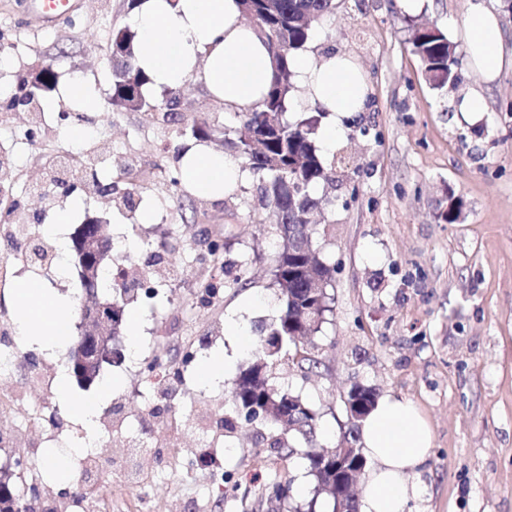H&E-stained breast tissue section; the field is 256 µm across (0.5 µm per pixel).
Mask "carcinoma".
<instances>
[{
    "label": "carcinoma",
    "instance_id": "carcinoma-1",
    "mask_svg": "<svg viewBox=\"0 0 512 512\" xmlns=\"http://www.w3.org/2000/svg\"><path fill=\"white\" fill-rule=\"evenodd\" d=\"M243 15L259 23L276 59V68L264 99L237 112L244 133L227 141L235 151V161L244 171L262 179L261 200L271 209L281 240L274 258L273 276L279 288L282 308L278 317L259 331L252 349V360L239 369L229 387L234 416L224 418V430H235L233 417L260 420L274 427L288 426V432L261 435L287 460L295 455L305 461L307 474L315 482L314 494L306 509L316 512L319 500L332 504V512H358L357 497L349 493L336 499L337 473L322 466L325 449L318 441L317 413L298 394L278 387L272 369L281 354L295 350L302 359L313 361L309 348L329 311L328 288L332 269L317 254L314 243L313 214L321 202L311 189L332 181V169L325 164L317 145L323 113L288 116V103L294 90L291 61L311 40L312 31L335 9L334 0H240ZM134 34L119 28L112 34L111 104L119 111L145 112L166 123L170 113L162 104L147 97L143 86L147 77L136 67ZM411 52L422 64L426 82L434 89H454L467 52L451 41L437 26L410 29ZM45 86L35 103L42 104L54 91L56 74L52 66L43 67L37 78ZM99 289L112 292V335L121 336L123 308L133 298L131 289L105 283L99 276ZM0 479V512H13L23 505L22 496L10 485L11 474Z\"/></svg>",
    "mask_w": 512,
    "mask_h": 512
}]
</instances>
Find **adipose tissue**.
I'll list each match as a JSON object with an SVG mask.
<instances>
[{
	"label": "adipose tissue",
	"instance_id": "adipose-tissue-1",
	"mask_svg": "<svg viewBox=\"0 0 512 512\" xmlns=\"http://www.w3.org/2000/svg\"><path fill=\"white\" fill-rule=\"evenodd\" d=\"M135 64L147 76V91L182 87L202 75L209 94L225 108L260 102L275 60L264 38L242 16L238 0H138L134 10ZM473 69L484 81L512 65L496 14L471 5L462 32ZM308 103L323 111L321 146L331 151L342 133L339 115L360 111L367 86L358 68L340 52L298 54L291 63ZM181 173L193 196L220 200L225 187H237L244 174L229 156L207 143L189 144ZM11 298L16 333L27 348L48 352L68 333L69 305L39 280L19 278ZM360 443L375 467L367 476L360 512H406L423 489L415 476L425 465L432 433L428 421L408 400L385 397L363 419Z\"/></svg>",
	"mask_w": 512,
	"mask_h": 512
}]
</instances>
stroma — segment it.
Listing matches in <instances>:
<instances>
[{
	"instance_id": "obj_1",
	"label": "stroma",
	"mask_w": 512,
	"mask_h": 512,
	"mask_svg": "<svg viewBox=\"0 0 512 512\" xmlns=\"http://www.w3.org/2000/svg\"><path fill=\"white\" fill-rule=\"evenodd\" d=\"M473 2L423 0L410 13L401 0H336L312 36L318 50L353 58L368 94L364 110L343 119L334 185L315 191L324 200L315 226L318 255L335 269L331 311L314 336L318 364L281 359L274 381L317 413L320 442L329 448L348 427L345 399L354 385L413 402L431 426L432 448L417 476L424 496L410 512H512V67L486 82L463 66L460 91H480L488 106L470 123L423 80L407 41L411 23L436 24L459 40ZM132 25L127 0H78L46 28L28 0H0V42L20 44L16 54L0 56V82L43 63L59 84L81 81L98 100L97 109L83 110L53 95L32 136L24 108L0 116V151L14 160L13 168L0 169V204L22 218L47 210L29 186L42 179L46 157L73 152L67 130L93 129L112 151L108 163L84 156L79 189L59 196L58 208L73 210L71 223L40 224L62 247L60 267L31 270V277L77 306L71 237L85 218L98 217L119 246L113 261L129 253L126 269L137 281L170 282L155 298L141 294L126 305L142 316L139 335L123 334L122 361L103 364L92 384H78L71 373L67 341L55 356L38 355L39 367L51 369L56 385L77 401L97 400L100 418L111 419L92 447V479L111 491L112 512H267L261 498L288 478L293 501L310 499L314 484L300 456L284 461L257 443L265 425L217 429L232 412L233 371L250 357L226 336L228 321L240 320L253 336L281 307L271 275L280 239L257 201L259 181L246 176L234 198L218 202L197 200L170 182L180 152L194 140L190 117L207 122L219 150L239 137V120L207 94L199 75L183 87L184 115L171 123L113 111L112 33ZM95 182L116 191L86 192ZM452 193L463 210L448 224L437 215ZM128 195L154 206V223H139L124 207ZM212 240L221 246L220 260L202 263ZM241 276L244 287H235ZM203 278L218 285L204 299ZM217 350L232 369L203 379L199 362ZM168 386L179 389V399L165 394ZM38 414L28 398L14 407L11 425L0 432V467L36 458L38 467L23 466L21 475L39 487L43 502L58 512H100L97 501L75 504L62 476L44 464L50 435L60 439L56 455L69 456L81 431L75 416L58 408L57 424L35 430ZM143 438L154 445L151 457L137 454ZM175 447L197 471L196 486L184 485L172 467ZM124 468L139 472L140 486L115 485Z\"/></svg>"
}]
</instances>
